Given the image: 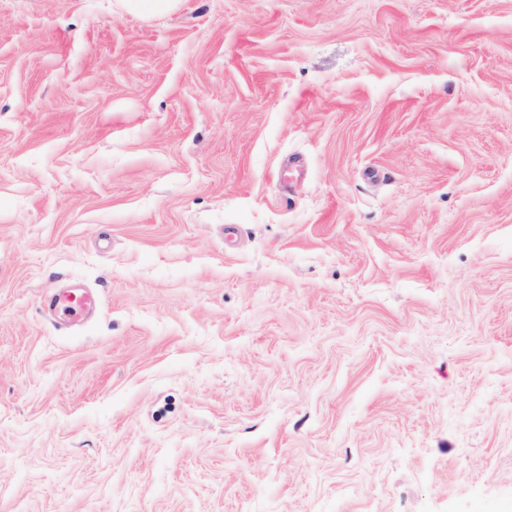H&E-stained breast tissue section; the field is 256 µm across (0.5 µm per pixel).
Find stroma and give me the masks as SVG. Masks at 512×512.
<instances>
[{
    "instance_id": "1",
    "label": "stroma",
    "mask_w": 512,
    "mask_h": 512,
    "mask_svg": "<svg viewBox=\"0 0 512 512\" xmlns=\"http://www.w3.org/2000/svg\"><path fill=\"white\" fill-rule=\"evenodd\" d=\"M0 512H512V0H0Z\"/></svg>"
}]
</instances>
